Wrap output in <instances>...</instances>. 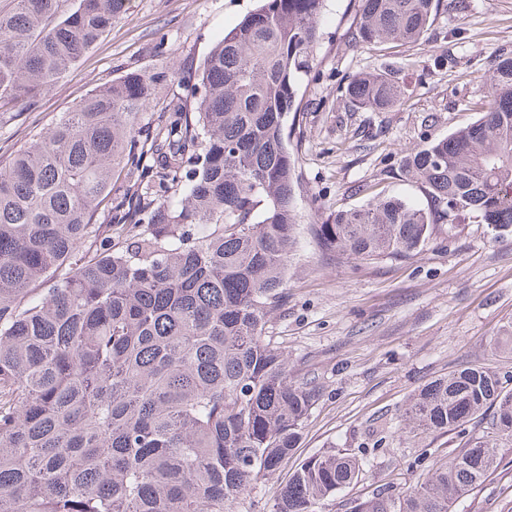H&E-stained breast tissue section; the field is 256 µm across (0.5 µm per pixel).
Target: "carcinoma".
<instances>
[{"label":"carcinoma","instance_id":"obj_1","mask_svg":"<svg viewBox=\"0 0 512 512\" xmlns=\"http://www.w3.org/2000/svg\"><path fill=\"white\" fill-rule=\"evenodd\" d=\"M129 0H15L0 14V111L38 102L120 20ZM325 0H262L183 78L161 60L86 96L0 165V512H236L298 446L320 397L266 335L288 300L296 159L285 117L313 62ZM436 0H359L356 37L419 42ZM353 104L401 99L390 73L352 77ZM424 208L374 197L314 224L323 251L410 258L438 217L512 229V54L483 115L408 154ZM126 173L116 190L111 177ZM483 421L407 491L352 512H451L512 443V390L481 365L422 386L406 429ZM362 462L316 455L272 512H315Z\"/></svg>","mask_w":512,"mask_h":512}]
</instances>
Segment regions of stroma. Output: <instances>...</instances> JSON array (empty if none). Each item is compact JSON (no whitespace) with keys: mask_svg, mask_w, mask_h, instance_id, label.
I'll use <instances>...</instances> for the list:
<instances>
[{"mask_svg":"<svg viewBox=\"0 0 512 512\" xmlns=\"http://www.w3.org/2000/svg\"><path fill=\"white\" fill-rule=\"evenodd\" d=\"M439 0L419 43L365 46L355 38L359 0H328L313 69L289 113L296 174L297 239L288 264V302L268 334L288 355L294 380L315 382L321 397L294 455L252 490L250 512H270L307 457L362 454L358 481L322 501L317 512H351L358 499L391 485L408 490L436 464L455 457L477 423L446 433L404 432L410 395L464 366L486 364L512 389V354L494 340L512 325V233L470 220L436 221L416 256L355 261L323 253L309 227L330 212L368 199L402 197L425 204L401 158L479 119L497 55L512 54V0ZM258 0H130L113 24L36 107L0 112V161L44 132L95 88L130 69L164 59L182 95L183 76ZM389 68L404 92L385 112L356 108L342 90L358 73ZM497 470L464 492L452 512H512V446Z\"/></svg>","mask_w":512,"mask_h":512,"instance_id":"35a3bbf8","label":"stroma"}]
</instances>
